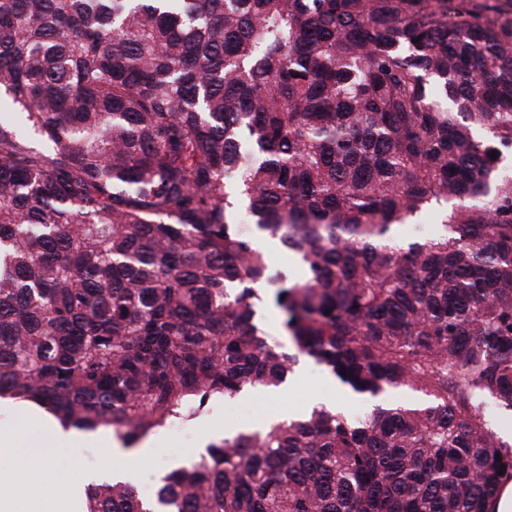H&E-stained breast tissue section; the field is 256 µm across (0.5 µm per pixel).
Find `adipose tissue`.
<instances>
[{
    "instance_id": "obj_1",
    "label": "adipose tissue",
    "mask_w": 512,
    "mask_h": 512,
    "mask_svg": "<svg viewBox=\"0 0 512 512\" xmlns=\"http://www.w3.org/2000/svg\"><path fill=\"white\" fill-rule=\"evenodd\" d=\"M16 425H0V512H84L88 486L112 475L137 481L142 449L122 448L120 443L95 435H83L75 429L61 427L51 416L42 413L31 431L32 443L51 437L55 443L96 445L105 448V464L85 470L74 483H61L63 464L54 449H42L30 455L16 443Z\"/></svg>"
}]
</instances>
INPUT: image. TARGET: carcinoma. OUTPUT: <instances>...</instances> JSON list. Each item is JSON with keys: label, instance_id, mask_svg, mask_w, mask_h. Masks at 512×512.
I'll return each mask as SVG.
<instances>
[{"label": "carcinoma", "instance_id": "cac0c4a2", "mask_svg": "<svg viewBox=\"0 0 512 512\" xmlns=\"http://www.w3.org/2000/svg\"><path fill=\"white\" fill-rule=\"evenodd\" d=\"M2 105L0 398L127 448L305 358L372 403L214 440L150 498L106 480L88 512H490L512 0H0ZM440 225L433 215L422 216L401 226L399 237L404 242L419 240L437 233ZM263 249L268 256L271 266L287 275L288 279L298 280L302 277V270L301 268L300 271L298 270L294 263L296 261L294 257L284 251L279 243L265 242Z\"/></svg>", "mask_w": 512, "mask_h": 512}]
</instances>
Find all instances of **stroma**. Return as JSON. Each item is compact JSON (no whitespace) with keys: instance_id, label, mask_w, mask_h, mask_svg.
I'll return each instance as SVG.
<instances>
[{"instance_id":"35a3bbf8","label":"stroma","mask_w":512,"mask_h":512,"mask_svg":"<svg viewBox=\"0 0 512 512\" xmlns=\"http://www.w3.org/2000/svg\"><path fill=\"white\" fill-rule=\"evenodd\" d=\"M317 402L343 408L350 414L362 408L361 402L348 397L331 377L318 374L305 362L292 374L282 393L245 392L235 402L216 398L206 412L188 424L174 430L162 428L147 437L153 454L143 463L145 477L137 488L144 496H152L157 487L154 473L167 471L174 462L185 463L196 458L201 452V439L223 430L224 426L281 417L286 412H299Z\"/></svg>"}]
</instances>
